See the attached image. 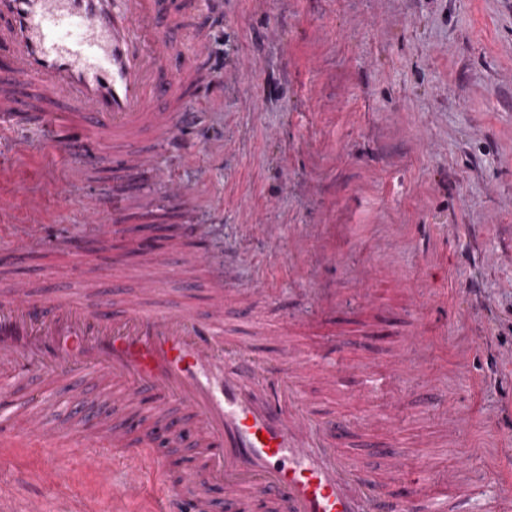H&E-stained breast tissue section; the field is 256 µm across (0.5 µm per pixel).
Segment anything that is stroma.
Masks as SVG:
<instances>
[{"instance_id":"35a3bbf8","label":"stroma","mask_w":512,"mask_h":512,"mask_svg":"<svg viewBox=\"0 0 512 512\" xmlns=\"http://www.w3.org/2000/svg\"><path fill=\"white\" fill-rule=\"evenodd\" d=\"M200 24L217 87L152 168L86 176L94 153L68 156L33 128L0 135V246L38 223L45 251L19 272L35 297L72 291L110 269L87 205L161 196V210L130 209L113 245L136 224L158 239L193 220L231 270L224 328L245 345L284 325L305 348L350 342L355 372L402 351L393 390L412 432L455 447L412 460L481 472L512 508V0H224L188 10ZM305 386L349 416L368 409L361 381ZM83 452L64 449L58 477L41 449H13L0 488L22 473L30 492L51 486L44 512L62 498L142 512L119 498L122 464L105 481Z\"/></svg>"}]
</instances>
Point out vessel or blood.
I'll return each mask as SVG.
<instances>
[{
  "mask_svg": "<svg viewBox=\"0 0 512 512\" xmlns=\"http://www.w3.org/2000/svg\"><path fill=\"white\" fill-rule=\"evenodd\" d=\"M177 0H0V130L32 125L57 149L98 147L121 170L150 167L148 143L173 144L192 101L211 86L207 33L184 45ZM123 197L87 207L90 223L128 208ZM201 225H181L137 255L136 293L123 279L88 277L72 294L34 301L27 282L0 277V464L11 449L38 447L58 472V449L81 441L84 462L102 478L123 453L122 498L142 496L145 475L161 473L158 437L188 448L189 479L163 481L144 512H467L459 473L434 493L403 477L392 400L382 415L393 445L368 470L349 443L364 423L317 406L306 395L301 352L281 336L276 360L224 333L230 290L211 276L203 305L169 302L161 283L209 265ZM37 231L0 250V267L42 250Z\"/></svg>",
  "mask_w": 512,
  "mask_h": 512,
  "instance_id": "b4317fda",
  "label": "vessel or blood"
}]
</instances>
